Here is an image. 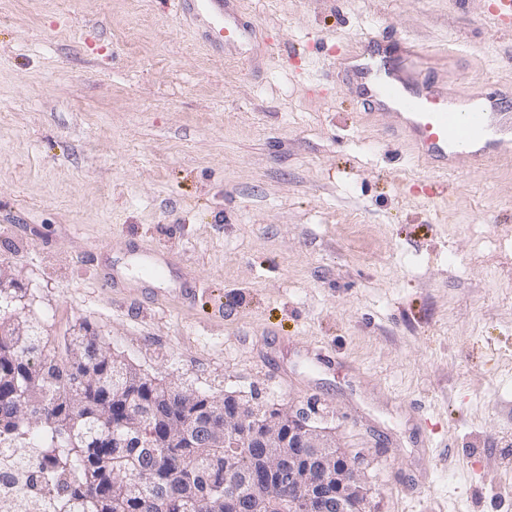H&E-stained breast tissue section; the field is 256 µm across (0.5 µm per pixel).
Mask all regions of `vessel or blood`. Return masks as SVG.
I'll return each instance as SVG.
<instances>
[{
  "label": "vessel or blood",
  "mask_w": 512,
  "mask_h": 512,
  "mask_svg": "<svg viewBox=\"0 0 512 512\" xmlns=\"http://www.w3.org/2000/svg\"><path fill=\"white\" fill-rule=\"evenodd\" d=\"M223 27L218 47L247 40L254 25L227 11L224 0H205ZM488 16L497 29L512 31V0H491ZM427 52L388 32L364 36L358 52L338 62L360 102L390 119L388 134L409 147L426 172L431 195L445 194L450 177L480 171L512 156V97L488 88L462 93L427 76Z\"/></svg>",
  "instance_id": "vessel-or-blood-1"
}]
</instances>
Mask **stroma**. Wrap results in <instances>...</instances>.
<instances>
[{
    "instance_id": "35a3bbf8",
    "label": "stroma",
    "mask_w": 512,
    "mask_h": 512,
    "mask_svg": "<svg viewBox=\"0 0 512 512\" xmlns=\"http://www.w3.org/2000/svg\"><path fill=\"white\" fill-rule=\"evenodd\" d=\"M238 7L256 38L225 55L181 0H0V262L48 339L87 324L164 382L316 406L373 512H512V162L427 196L332 68L387 28L512 91V34L489 0Z\"/></svg>"
}]
</instances>
